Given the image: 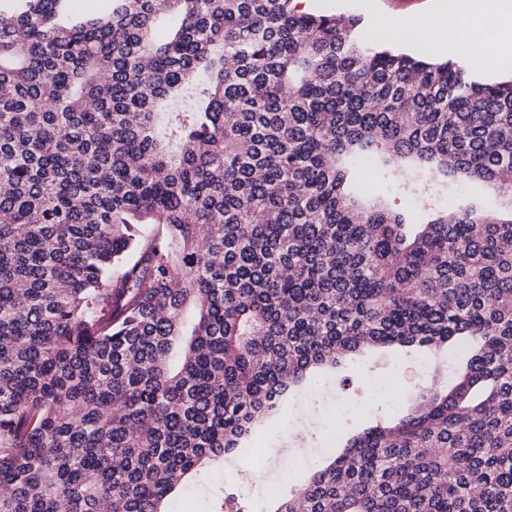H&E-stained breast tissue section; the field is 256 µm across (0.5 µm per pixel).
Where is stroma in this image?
Returning <instances> with one entry per match:
<instances>
[{"label":"stroma","mask_w":512,"mask_h":512,"mask_svg":"<svg viewBox=\"0 0 512 512\" xmlns=\"http://www.w3.org/2000/svg\"><path fill=\"white\" fill-rule=\"evenodd\" d=\"M465 7L464 0H312L311 4L315 13L332 11L359 17L364 28L371 31L385 18L411 22L441 13L452 19ZM387 377L398 382L399 405L407 407L423 379L418 363L398 362L387 350L368 352L358 369L327 373L314 402L303 407L283 405L281 411L259 422L253 435L245 440L244 451L203 468L181 493L169 500V512H220L226 490L240 485L247 486L250 501L268 512L328 438L366 424L373 416L372 411L359 407L347 419L337 420V401L360 404L371 383Z\"/></svg>","instance_id":"35a3bbf8"}]
</instances>
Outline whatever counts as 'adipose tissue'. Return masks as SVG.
<instances>
[{"label":"adipose tissue","mask_w":512,"mask_h":512,"mask_svg":"<svg viewBox=\"0 0 512 512\" xmlns=\"http://www.w3.org/2000/svg\"><path fill=\"white\" fill-rule=\"evenodd\" d=\"M414 37L427 39L440 51L459 54L471 39H479L485 49L500 52L512 46V0H495L494 16L485 13L484 0H469L466 12L456 25L447 21L419 22Z\"/></svg>","instance_id":"obj_1"}]
</instances>
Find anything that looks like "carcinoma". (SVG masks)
<instances>
[{
	"label": "carcinoma",
	"mask_w": 512,
	"mask_h": 512,
	"mask_svg": "<svg viewBox=\"0 0 512 512\" xmlns=\"http://www.w3.org/2000/svg\"><path fill=\"white\" fill-rule=\"evenodd\" d=\"M70 2L0 0V512H164L390 347L466 361L274 512H512V78L296 0Z\"/></svg>",
	"instance_id": "carcinoma-1"
}]
</instances>
